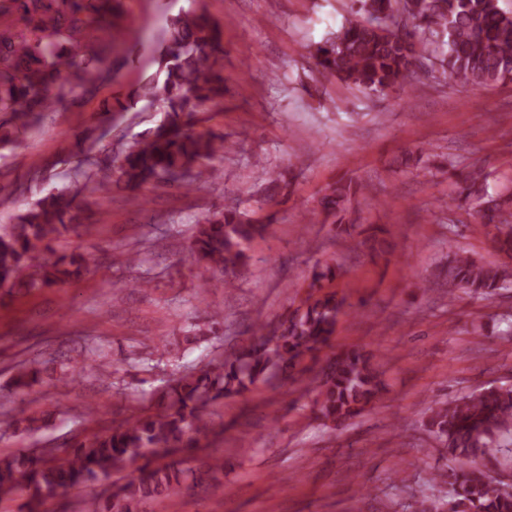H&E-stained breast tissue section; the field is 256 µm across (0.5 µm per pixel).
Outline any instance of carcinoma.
Segmentation results:
<instances>
[{
  "label": "carcinoma",
  "mask_w": 512,
  "mask_h": 512,
  "mask_svg": "<svg viewBox=\"0 0 512 512\" xmlns=\"http://www.w3.org/2000/svg\"><path fill=\"white\" fill-rule=\"evenodd\" d=\"M1 15H18L25 31L0 29V113L14 129L32 126L34 112L60 105L75 89L95 79L90 69L102 60L101 39L124 27L121 0H0ZM222 27L202 12L171 18L158 71L139 99L164 113L165 124L100 163L78 164L71 179L75 193L63 187L39 198L11 224L0 225V288L11 293L51 287L79 279L82 254L56 253L54 240L91 233L81 220L79 195L101 205L114 184L136 189L150 182L176 183L193 189L219 176L213 160L224 153V137L196 132L197 115L224 102ZM322 72L368 94L405 90L418 59L434 58L443 73L473 86L512 79V12L499 0H353L352 17L327 46L309 50ZM457 200L472 211L475 223L495 230L504 262H479L467 253H448V287L492 298L512 287V194L489 192L483 169L474 168L459 182ZM360 183L339 180L318 200V214L331 221L334 235L345 241L364 234L355 246L373 257L387 241L372 225L361 229L350 217L352 201L363 194ZM272 222L260 223L234 207L212 213L196 225L187 257L206 270L225 276L224 288L250 266L249 246L270 235ZM340 268L317 266L306 299L274 328L257 324L253 340L221 356L205 371L184 373L168 381L153 412L127 418L103 432L76 440L68 448H30L0 453V508L15 497L23 512H42L59 491L79 489L101 478L129 471L113 483L101 501L85 503L80 512H138L150 498L180 494L199 478L174 461L153 465L163 451L182 455L200 449L212 432L206 409L228 396L242 394L269 375L282 374L306 357L316 356L335 333L346 298L326 290ZM55 385L75 381V373L52 360L14 367L10 393L26 394L44 372ZM381 392L370 357L359 350L335 353L322 369L317 418L342 422L358 416ZM44 418L22 410L0 413V433H34ZM427 427L444 440L448 455L464 459L459 470L437 471L434 485L452 496L440 503L424 497L414 512H512V481L492 479L487 462L498 452V440L512 431V385H492L431 409ZM192 483H187V480Z\"/></svg>",
  "instance_id": "1"
}]
</instances>
